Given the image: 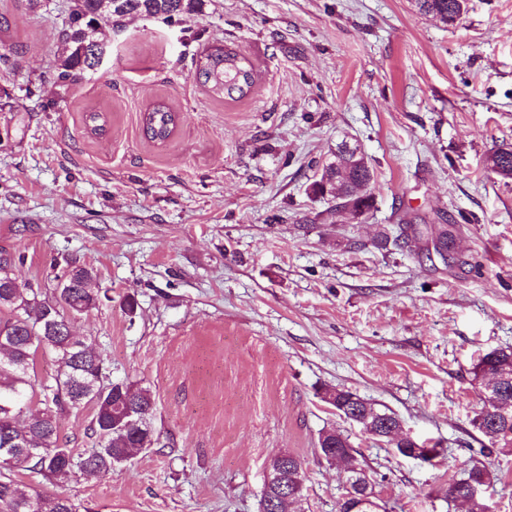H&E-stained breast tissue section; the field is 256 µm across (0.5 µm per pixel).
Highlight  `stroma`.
<instances>
[{"label": "stroma", "instance_id": "1", "mask_svg": "<svg viewBox=\"0 0 512 512\" xmlns=\"http://www.w3.org/2000/svg\"><path fill=\"white\" fill-rule=\"evenodd\" d=\"M71 6L0 0V256L50 295L69 264L94 270L109 298L73 329L111 380L150 388L162 437L106 475L14 478L95 512H257L267 461L290 453L306 475L298 512H336L343 482L317 448L335 428L387 512H462L445 490L484 458L471 369L512 346V180L484 168L512 143V0H469L454 26L413 0H202L172 23L122 18L99 65L63 81ZM218 46L260 72L242 100L195 77ZM155 102L180 115L163 143L142 130ZM344 141L375 173L352 224L309 192ZM448 224L461 231L444 258L433 238ZM336 388L439 456L365 434L323 401ZM92 414L59 420L74 456L94 446ZM484 459L491 512H512V451Z\"/></svg>", "mask_w": 512, "mask_h": 512}]
</instances>
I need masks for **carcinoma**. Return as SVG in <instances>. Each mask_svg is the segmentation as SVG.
Instances as JSON below:
<instances>
[{
    "label": "carcinoma",
    "mask_w": 512,
    "mask_h": 512,
    "mask_svg": "<svg viewBox=\"0 0 512 512\" xmlns=\"http://www.w3.org/2000/svg\"><path fill=\"white\" fill-rule=\"evenodd\" d=\"M201 0H73L69 24L61 33L63 52L58 59V78L65 80L93 66L94 49L102 46V28L120 18L139 14L145 17L172 19L194 13ZM419 12L439 19L446 25L456 24L467 11V0H415ZM201 84L210 92L228 99L244 98L258 79L255 65L232 50L218 47L208 52L197 66ZM178 115L166 105L156 103L142 116V129L147 138L166 142L177 126ZM485 169L503 179H512V144L505 143L485 158ZM374 171L360 146L343 141L336 145L334 161L324 165L311 183L314 195H330L351 205V214L371 210L374 202ZM11 260L0 258V512H92L58 494L33 491L11 476L19 467L42 475L52 484L70 480L75 471L102 474L123 464L158 443L153 426L155 401L150 389L130 382L106 379L104 361L85 336H72L67 324L79 315L97 308L98 291L90 287L94 273L74 265L64 275L59 299L51 301L39 288L21 287L11 276ZM49 353L57 363L56 374L35 383L38 352ZM473 380L491 389L492 398L476 412L474 428L493 448H512V347L494 349L481 356L473 367ZM41 397L42 408L25 425L19 419L28 399ZM325 402L342 410L358 405L369 413L368 422L360 423L365 433L372 434L368 423L382 410L350 390L338 389ZM86 406L94 410L91 430L98 447L77 459L71 449L62 446L58 437L60 416ZM388 418L396 424L395 451L411 456L417 441L399 426L392 413ZM349 438L336 429L319 436L321 456L344 473L356 477L359 486L336 502V512H387L376 499L359 498L372 485L363 461L346 451ZM288 472L293 476L291 503L306 497L302 460L288 455ZM489 468L477 462L465 476L448 485L445 495L462 498L466 512H489L481 495L462 491L465 485L487 486L492 483Z\"/></svg>",
    "instance_id": "1"
}]
</instances>
